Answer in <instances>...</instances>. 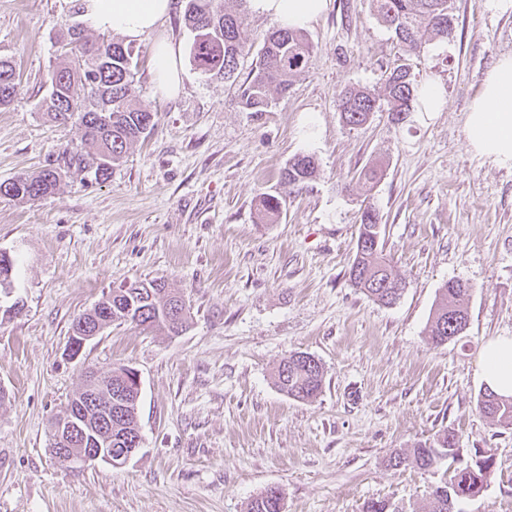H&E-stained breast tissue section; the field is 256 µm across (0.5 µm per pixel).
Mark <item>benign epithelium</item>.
Here are the masks:
<instances>
[{"instance_id": "7a95c632", "label": "benign epithelium", "mask_w": 512, "mask_h": 512, "mask_svg": "<svg viewBox=\"0 0 512 512\" xmlns=\"http://www.w3.org/2000/svg\"><path fill=\"white\" fill-rule=\"evenodd\" d=\"M99 334V330L82 326L71 332L66 356L77 360L87 343ZM97 390L91 386L88 394L79 402L58 414L54 420V440L59 446V455L78 467L97 462L112 464V439L102 443L97 439L96 427L112 429V405L120 404L119 396L104 403L96 399Z\"/></svg>"}]
</instances>
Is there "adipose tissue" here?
Returning a JSON list of instances; mask_svg holds the SVG:
<instances>
[{"label": "adipose tissue", "mask_w": 512, "mask_h": 512, "mask_svg": "<svg viewBox=\"0 0 512 512\" xmlns=\"http://www.w3.org/2000/svg\"><path fill=\"white\" fill-rule=\"evenodd\" d=\"M250 11L279 26L304 29L320 17L328 0H248ZM174 0H86L84 18L104 32L136 40L156 29ZM157 89L176 95L182 84L180 52L168 41L152 47ZM471 151L502 167L512 168V55L501 56L483 76L465 118ZM481 378L486 387L512 396V336L487 342L481 350Z\"/></svg>", "instance_id": "adipose-tissue-1"}]
</instances>
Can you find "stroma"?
Masks as SVG:
<instances>
[{"instance_id":"1","label":"stroma","mask_w":512,"mask_h":512,"mask_svg":"<svg viewBox=\"0 0 512 512\" xmlns=\"http://www.w3.org/2000/svg\"><path fill=\"white\" fill-rule=\"evenodd\" d=\"M75 0H0V56L14 59L20 88L0 109V183L57 165L79 139L75 123L39 107L57 40L80 20ZM243 13L248 41L234 78L202 75L188 55L194 34L175 6L155 32L133 41L136 99L158 125L103 182L68 173L39 200L0 197V248L18 260L12 295H0V512H246L268 487L283 512H362L388 499L427 512L439 477L386 468L443 429L464 456L490 451L488 487L465 512H512V429L491 425L477 404L479 350L512 336V169L475 156L465 133L483 75L512 54V12L454 0L446 40L405 53L370 0H329L306 34L313 64L268 112L245 110L239 87L274 20ZM182 52L175 98L153 81L151 45ZM404 64L415 82H440L445 111L378 112L345 126L346 89L382 95L384 72ZM319 174L292 190L280 171L295 155ZM382 162L368 186L361 169ZM285 199L278 223H261L260 193ZM374 204L385 252L407 286L393 306L349 285L360 213ZM161 278L186 300L177 336L112 325L80 361L64 356L73 320L103 295ZM467 281L466 332L441 346L425 334L442 284ZM24 307L12 313L15 299ZM296 351L325 371L321 395L296 401L274 384ZM123 365L141 380L142 444L121 468L74 469L48 450V427L84 381L85 367Z\"/></svg>"}]
</instances>
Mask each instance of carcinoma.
<instances>
[{"label": "carcinoma", "instance_id": "1", "mask_svg": "<svg viewBox=\"0 0 512 512\" xmlns=\"http://www.w3.org/2000/svg\"><path fill=\"white\" fill-rule=\"evenodd\" d=\"M375 15L393 29L405 50L421 45L420 33L446 39L454 31V15L448 0H371ZM184 21L195 33L190 59L202 73L215 78L234 77L243 54L245 22L240 14L227 12L220 0H185ZM313 47L301 30L278 28L264 39L258 62L249 80L240 86L243 107L250 112H266L271 106V91L288 93L294 78L312 65ZM131 46L114 39L90 42L73 30L61 39L54 65L46 74L51 93L43 99L41 110L53 122L66 123L77 118L80 142L65 151L62 164L35 175H23L0 184V196L16 201H35L52 193L62 176L76 169L92 180L105 181L124 158L130 145L147 137L157 125V113L134 102L135 69ZM19 75L9 58H0V108L10 105L19 92ZM385 103L370 92L356 88L345 91L338 103L343 123L360 126L387 105L389 116L411 110L415 97L414 81L397 65L385 72ZM314 156L299 154L288 161L280 177L288 185L302 188L316 177ZM284 201L272 194L258 196V209L267 224L276 223ZM385 226L378 210L368 205L360 215L355 255L346 275L350 285L372 300L393 305L401 297L405 282L384 254ZM440 299L427 328L434 346L458 336L467 322L465 300L470 285L452 279L439 289ZM181 296L173 293L164 280L151 279L112 291V317L145 328H157L167 335H178L186 328L189 311L179 306ZM278 389L298 401L317 398L323 391L324 368L309 365L292 354L274 372ZM123 408L113 414L112 447L125 448L138 437V393L131 387L122 390ZM478 407L492 424L512 426V396H499L486 389L480 393ZM443 460L454 463L452 475L431 488L430 512H462L460 505L478 497L488 485L493 458L477 451L467 460L460 457L455 432L445 429L431 439L419 442L408 453L394 452L386 466L399 469L412 462L430 470ZM247 512H283L282 493L268 488L253 498Z\"/></svg>", "mask_w": 512, "mask_h": 512}]
</instances>
